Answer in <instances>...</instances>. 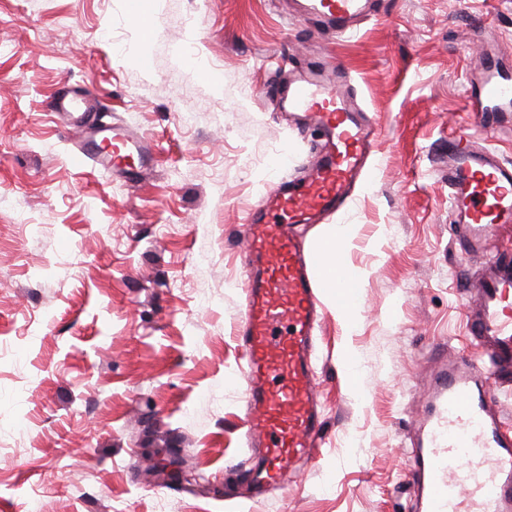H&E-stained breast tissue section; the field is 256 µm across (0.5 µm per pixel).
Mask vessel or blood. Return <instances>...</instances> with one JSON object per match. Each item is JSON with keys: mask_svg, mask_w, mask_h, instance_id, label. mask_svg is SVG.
<instances>
[{"mask_svg": "<svg viewBox=\"0 0 512 512\" xmlns=\"http://www.w3.org/2000/svg\"><path fill=\"white\" fill-rule=\"evenodd\" d=\"M377 0H298L296 14L338 34L355 32ZM474 97L482 116L512 112V73L481 54ZM281 101L320 141L302 177L273 176L248 218L242 312L233 328L244 348L246 434L258 463L257 489L323 444L313 342L323 288L302 231L349 204L373 149L374 127L350 89L345 69H311L283 84ZM98 95L63 86L58 116L78 132L72 165L95 166L135 181L152 161L144 134L96 121ZM448 203L456 243L472 257L491 248L495 228L512 224V164L452 135L446 147ZM466 329L486 360L446 361L436 371L428 413L417 422L418 451L408 471L418 512H512V436L489 405L485 383L512 384V260H489L480 272Z\"/></svg>", "mask_w": 512, "mask_h": 512, "instance_id": "vessel-or-blood-1", "label": "vessel or blood"}]
</instances>
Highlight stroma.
Here are the masks:
<instances>
[{"label":"stroma","instance_id":"obj_1","mask_svg":"<svg viewBox=\"0 0 512 512\" xmlns=\"http://www.w3.org/2000/svg\"><path fill=\"white\" fill-rule=\"evenodd\" d=\"M0 0V512H412V423L444 358H478L466 290L481 262L448 216L449 134L512 162V112L479 133V51L512 47V0H382L351 35L295 20L292 0ZM347 69L378 132L373 169L332 224L361 317L326 311L315 341L318 460L253 499L242 427L243 222L282 154L316 135L278 103L310 60ZM153 136L129 184L67 161L62 83ZM358 361L351 387L346 354ZM159 448L193 482L173 487Z\"/></svg>","mask_w":512,"mask_h":512}]
</instances>
